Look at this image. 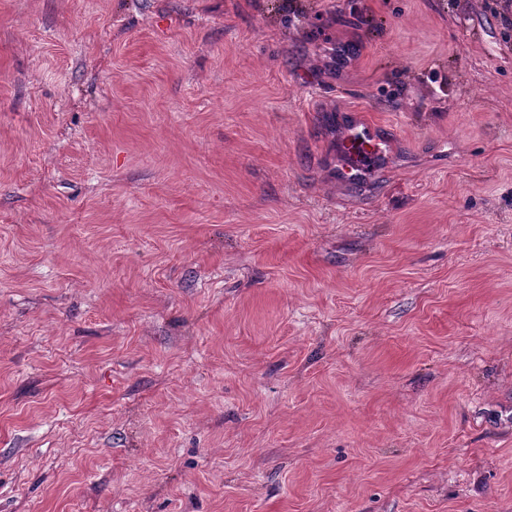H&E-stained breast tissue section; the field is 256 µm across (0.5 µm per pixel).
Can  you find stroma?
Masks as SVG:
<instances>
[{
  "mask_svg": "<svg viewBox=\"0 0 512 512\" xmlns=\"http://www.w3.org/2000/svg\"><path fill=\"white\" fill-rule=\"evenodd\" d=\"M358 2L0 0V512H512V11ZM386 140L368 132L364 136L350 133L341 142V153L351 160L352 165L344 170L347 177L354 176L353 170L360 171L367 165H373L386 150Z\"/></svg>",
  "mask_w": 512,
  "mask_h": 512,
  "instance_id": "stroma-1",
  "label": "stroma"
}]
</instances>
